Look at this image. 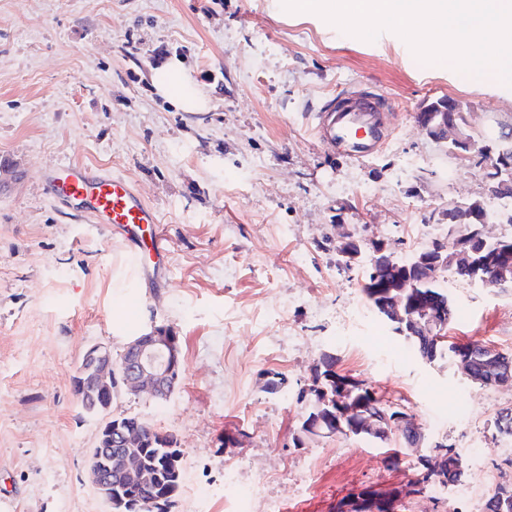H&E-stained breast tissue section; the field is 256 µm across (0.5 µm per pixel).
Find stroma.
Segmentation results:
<instances>
[{
    "label": "stroma",
    "mask_w": 512,
    "mask_h": 512,
    "mask_svg": "<svg viewBox=\"0 0 512 512\" xmlns=\"http://www.w3.org/2000/svg\"><path fill=\"white\" fill-rule=\"evenodd\" d=\"M273 2L0 0V512H108L89 451L109 416L177 439L184 475L171 512H224L228 464L243 483L263 482L281 512H332L354 489L407 482L440 443L464 457L461 484L487 467L512 481L496 427L512 388L408 355L362 291L366 262L345 266L336 251L344 224L405 255L449 200L488 199L480 157L454 159L415 114L449 98L477 130L512 123V86L422 63L395 33L367 42ZM172 58L204 110L156 89ZM347 86L386 98L389 136L374 155L313 135L316 111ZM62 162L133 182L169 239L166 276L140 278L118 236L44 195V172ZM443 286L449 342L512 354V287L450 274ZM124 316L130 337L176 329L183 384L165 401L122 390L108 413L86 412L73 376L92 346L120 359ZM325 353L404 404L420 446L395 430L384 444L323 434L294 447L298 394ZM275 373L285 385L272 395ZM476 442L479 465L466 459ZM314 450L323 461L311 471Z\"/></svg>",
    "instance_id": "obj_1"
}]
</instances>
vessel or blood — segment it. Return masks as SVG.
I'll list each match as a JSON object with an SVG mask.
<instances>
[{"label":"vessel or blood","instance_id":"1","mask_svg":"<svg viewBox=\"0 0 512 512\" xmlns=\"http://www.w3.org/2000/svg\"><path fill=\"white\" fill-rule=\"evenodd\" d=\"M385 97L361 90L342 92L320 109L316 137L333 146L346 145L357 157L376 153L385 142L378 116ZM43 191L52 201L88 216L93 223L124 234L138 268L146 257L165 261L168 239L159 216L127 178L107 175L86 164L63 163L43 175Z\"/></svg>","mask_w":512,"mask_h":512}]
</instances>
